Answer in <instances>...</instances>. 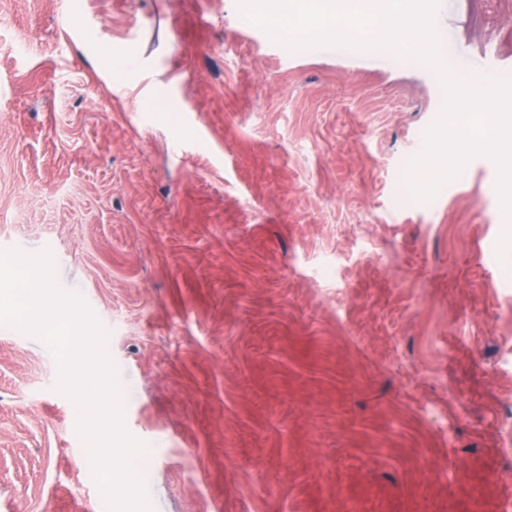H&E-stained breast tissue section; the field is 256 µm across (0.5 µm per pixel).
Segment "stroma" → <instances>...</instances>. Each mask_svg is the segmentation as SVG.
<instances>
[{
	"label": "stroma",
	"mask_w": 512,
	"mask_h": 512,
	"mask_svg": "<svg viewBox=\"0 0 512 512\" xmlns=\"http://www.w3.org/2000/svg\"><path fill=\"white\" fill-rule=\"evenodd\" d=\"M512 81V0H438ZM428 65L291 51L237 0H0V248L108 334L155 512H502L512 256L498 169L405 182ZM0 327V512H101L72 401Z\"/></svg>",
	"instance_id": "35a3bbf8"
}]
</instances>
